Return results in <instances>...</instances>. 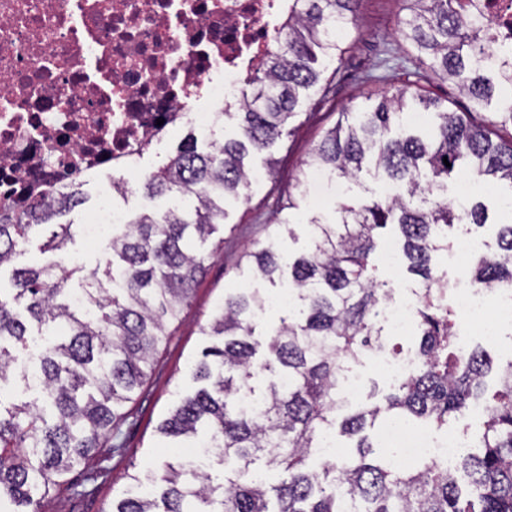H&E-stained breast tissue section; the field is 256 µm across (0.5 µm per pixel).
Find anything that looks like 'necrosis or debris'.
<instances>
[{
    "instance_id": "4bbe7bcc",
    "label": "necrosis or debris",
    "mask_w": 512,
    "mask_h": 512,
    "mask_svg": "<svg viewBox=\"0 0 512 512\" xmlns=\"http://www.w3.org/2000/svg\"><path fill=\"white\" fill-rule=\"evenodd\" d=\"M287 14L288 0H0V203L30 209L91 171L127 179L178 130L215 136ZM484 248L466 236L448 256L460 345L512 326V286L467 275ZM418 304L394 289L379 309L390 335L416 334ZM382 437L404 464H452L466 446L392 420Z\"/></svg>"
}]
</instances>
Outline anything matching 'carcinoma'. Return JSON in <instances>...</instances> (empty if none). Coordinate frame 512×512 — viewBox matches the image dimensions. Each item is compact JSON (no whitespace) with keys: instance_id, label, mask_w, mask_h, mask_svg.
Here are the masks:
<instances>
[{"instance_id":"obj_1","label":"carcinoma","mask_w":512,"mask_h":512,"mask_svg":"<svg viewBox=\"0 0 512 512\" xmlns=\"http://www.w3.org/2000/svg\"><path fill=\"white\" fill-rule=\"evenodd\" d=\"M467 0H405L402 35L419 66L454 84L472 106L496 102V112L442 111L425 131L404 125L406 90L386 91L372 111L338 113L300 171L320 168L351 185L363 176L396 182L404 193L389 199L342 202L333 222L313 218L310 249L295 258L278 254L275 242L293 235L288 218L269 244L245 254L257 288L224 295L199 327L208 341L192 367L195 387L159 422L169 448L204 445L219 464H237L216 483L195 463L176 454L156 471L129 475L150 485L112 503L110 512H512V358L500 364V385L487 394L492 366L483 350L460 352L454 336L460 316L445 304L448 283L434 278V258L455 244L448 229L460 214L439 195L452 175L466 172L512 184V67L503 70L486 53L491 31L465 13ZM359 0H291L275 34L263 74L224 103L232 138L198 150L189 133L176 152L144 180L151 197L173 196L161 212L134 214L112 228L103 263L58 274L83 225L53 224L81 203L80 184H70L55 204L15 213L0 210V270L11 269L12 288H0V504L9 512H42L62 479L86 466L95 449L118 438L125 408L144 385L168 325L189 304L205 271L207 254L194 252L224 223L225 202L246 199L250 159L291 133L302 93L319 82L318 60L341 59L345 41L332 36L351 23ZM448 163H443V160ZM485 205L472 200L466 222L486 223ZM394 227L407 271L422 279L418 310V368L377 399L336 422L343 408L342 376L369 350L385 345L378 307L391 289L372 264L382 231ZM53 259L17 267L35 239ZM79 275V288L69 281ZM468 274L486 288L512 285V224L497 234V251L478 256ZM288 289L292 305L270 332H258L268 289ZM486 401L481 452L457 469L432 461L384 465L365 431L384 416L441 429L465 420ZM340 427L354 441L351 454L320 470L306 466L320 433ZM281 469L287 478L270 486L254 477L255 464Z\"/></svg>"}]
</instances>
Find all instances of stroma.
I'll return each mask as SVG.
<instances>
[{
  "mask_svg": "<svg viewBox=\"0 0 512 512\" xmlns=\"http://www.w3.org/2000/svg\"><path fill=\"white\" fill-rule=\"evenodd\" d=\"M402 0H360L356 18L350 26L348 49L337 63L319 62L317 85L305 91L298 115L291 122L293 132L278 141L271 150L276 161V180H254L245 200L225 203L227 218L204 246L209 259L206 270L195 286L192 303L181 318L170 326L171 338L160 347L155 368L141 392L128 403V417L122 426L124 447L113 452L109 446L96 449L93 459L67 476L55 494L45 501V512H109L113 499L125 490L131 470H154L166 458L156 427L166 416L178 394L190 385V362L199 357L205 340L200 324L212 316L225 294L247 287L246 269L240 268L241 256L268 240L269 228L281 215L269 196L273 182L294 187L296 177L310 150L323 131L335 124L344 106L372 109L383 91L403 88L408 92L424 90L437 98L440 109L464 111L469 103L455 85L438 80L432 73L419 69L414 53L403 41L400 21ZM112 173L90 172L83 176L82 205L66 214V221L80 224L98 206L102 196L112 191ZM512 189L500 184L480 186L479 195L488 207V222L473 229V236L487 241L489 251H496V231L512 224V213L499 206L501 197ZM296 209L290 212L295 234L282 238L280 247L298 256L309 248L306 226L315 217L326 221L335 217L334 208L318 211L307 198L296 196Z\"/></svg>",
  "mask_w": 512,
  "mask_h": 512,
  "instance_id": "obj_1",
  "label": "stroma"
}]
</instances>
